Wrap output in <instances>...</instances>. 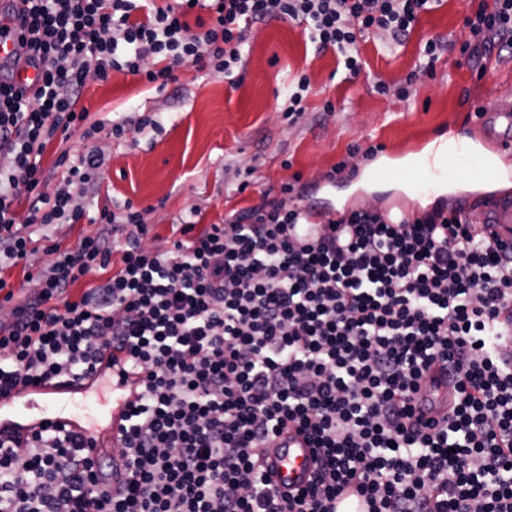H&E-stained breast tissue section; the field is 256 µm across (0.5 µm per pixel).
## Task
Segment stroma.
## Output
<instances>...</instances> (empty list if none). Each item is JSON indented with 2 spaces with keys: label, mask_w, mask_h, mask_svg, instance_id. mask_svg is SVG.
<instances>
[{
  "label": "stroma",
  "mask_w": 512,
  "mask_h": 512,
  "mask_svg": "<svg viewBox=\"0 0 512 512\" xmlns=\"http://www.w3.org/2000/svg\"><path fill=\"white\" fill-rule=\"evenodd\" d=\"M468 11V0H440L422 14L404 45L378 37L361 43L365 67L353 80L338 71L333 51H317L305 39L302 26L277 20L247 32L242 79L235 86L223 75L206 76L188 66L179 67L177 82L163 88L125 72L105 82L88 80L78 105L98 123L97 132L87 140L78 130L55 139L42 164L55 186L66 176L61 156L95 150L100 166L79 192V204L92 215L104 206L118 215L132 206L153 228L146 247L157 250L170 247L172 225L190 215L202 224H220L233 210L281 199L282 185L290 182L323 215L385 207L401 193L399 178L368 179L366 160L349 156L350 146L425 148L439 131L470 138L472 107L494 109L498 93L512 91V60L480 78L456 50L443 55L435 77L419 80L411 100L374 91L376 81L403 80L426 39L460 35ZM303 74L312 91L304 114L291 124L281 108L289 83ZM143 115L152 123L137 127ZM119 120L127 130L118 138L112 124ZM342 161L355 167L356 177L328 181L327 172ZM245 171L250 184L242 191Z\"/></svg>",
  "instance_id": "obj_1"
}]
</instances>
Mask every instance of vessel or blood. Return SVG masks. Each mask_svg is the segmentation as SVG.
I'll list each match as a JSON object with an SVG mask.
<instances>
[{
    "instance_id": "1",
    "label": "vessel or blood",
    "mask_w": 512,
    "mask_h": 512,
    "mask_svg": "<svg viewBox=\"0 0 512 512\" xmlns=\"http://www.w3.org/2000/svg\"><path fill=\"white\" fill-rule=\"evenodd\" d=\"M36 68L23 63L13 69L11 83L14 88L33 92L38 86ZM471 120L486 137L494 140L500 151L512 152V95L506 96L494 110L475 112ZM405 187L409 193L436 182L450 179L499 183L512 181V168L501 167L482 150L480 141L459 147L452 155L451 165L434 166L412 157L404 161ZM469 213L481 216V231L504 248L512 247V195L495 194L479 199L469 206ZM111 382L115 402L108 417V426L96 441V448L116 442L123 423L126 385L119 371L109 364H102L96 374L77 382L48 381L39 386H29L0 397V435L12 438L25 437L34 428L45 424L87 430L88 425L73 409L75 394L86 392L101 377ZM265 472L273 490L288 498L305 488L315 465V453L306 437L295 429L277 435L262 450Z\"/></svg>"
}]
</instances>
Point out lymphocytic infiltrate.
Returning <instances> with one entry per match:
<instances>
[{
    "mask_svg": "<svg viewBox=\"0 0 512 512\" xmlns=\"http://www.w3.org/2000/svg\"><path fill=\"white\" fill-rule=\"evenodd\" d=\"M14 39L39 69L25 97L0 80V269L23 264L30 225L86 218L76 202L99 159L71 161L50 187L42 153L87 124L78 102L88 75L176 70L231 76L249 26L303 25L332 50L347 78L360 44L379 33L403 43L438 0H27ZM209 11L192 30L186 17ZM464 40L427 39L413 71L376 92L409 99L459 50L477 75L512 58V0H472ZM31 198L17 223V189ZM310 212L264 201L223 223L180 224L165 251L145 249L140 212H98L100 231L52 260L34 291L16 297L0 277L11 318L0 321V395L98 368L126 353L137 396L120 446L91 456L83 433L45 426L0 437V512H335L351 489L368 512H512V355L494 343L512 326V250L443 210L387 223L354 209L309 240ZM440 365L458 399L440 419L417 415ZM305 431L319 466L282 501L268 488L261 449L288 426Z\"/></svg>",
    "mask_w": 512,
    "mask_h": 512,
    "instance_id": "lymphocytic-infiltrate-1",
    "label": "lymphocytic infiltrate"
}]
</instances>
